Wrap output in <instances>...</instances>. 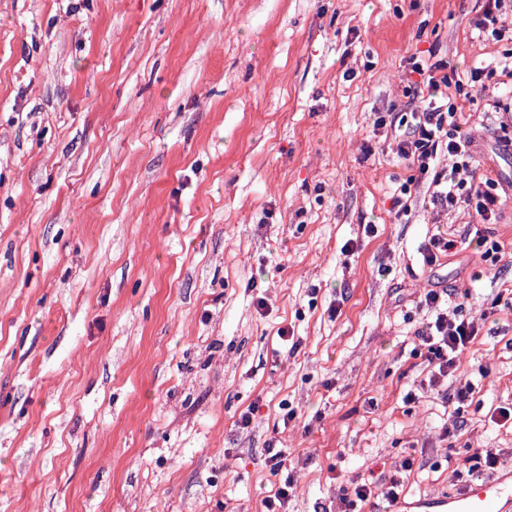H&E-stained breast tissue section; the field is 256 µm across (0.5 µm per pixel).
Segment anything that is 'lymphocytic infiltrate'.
Wrapping results in <instances>:
<instances>
[{"mask_svg":"<svg viewBox=\"0 0 512 512\" xmlns=\"http://www.w3.org/2000/svg\"><path fill=\"white\" fill-rule=\"evenodd\" d=\"M413 70L421 78L427 95L410 103L406 131L396 143L395 153L415 168L420 179L429 180L433 205L449 210H467L477 223L495 221L502 196L499 183L490 176H478L473 139L463 131L458 106L448 95V87L462 89V81L448 75L444 60L418 61ZM447 156V166H439V156ZM445 290L427 289L418 306L429 311L416 337L426 349L425 362L431 384L454 374L462 366L465 351L478 334L475 320L449 313Z\"/></svg>","mask_w":512,"mask_h":512,"instance_id":"lymphocytic-infiltrate-1","label":"lymphocytic infiltrate"}]
</instances>
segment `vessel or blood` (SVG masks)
I'll list each match as a JSON object with an SVG mask.
<instances>
[{
  "label": "vessel or blood",
  "instance_id": "obj_1",
  "mask_svg": "<svg viewBox=\"0 0 512 512\" xmlns=\"http://www.w3.org/2000/svg\"><path fill=\"white\" fill-rule=\"evenodd\" d=\"M394 512H512V475L505 473L475 481L459 492L423 497L408 505H394Z\"/></svg>",
  "mask_w": 512,
  "mask_h": 512
}]
</instances>
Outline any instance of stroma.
<instances>
[{
	"label": "stroma",
	"mask_w": 512,
	"mask_h": 512,
	"mask_svg": "<svg viewBox=\"0 0 512 512\" xmlns=\"http://www.w3.org/2000/svg\"><path fill=\"white\" fill-rule=\"evenodd\" d=\"M483 3L0 0V512H263L271 448L287 512L459 491L477 448L512 469V308L486 312L512 290V40ZM433 48L494 70L456 101L506 191L495 262L427 185L396 204L403 129L373 127ZM428 288L479 320L435 386ZM504 2L505 0H487L482 18L476 23L477 29L487 39L491 37L496 42L502 41L505 34L509 32L512 39V5L509 14L504 9ZM402 484L400 483V480L396 478H391L389 481V485L380 491V493L375 492L376 486H374L372 483H364V484H355L353 487H341L340 491L342 494L343 500L347 503L349 511H356L359 512L361 510H356L358 507V503L363 506L368 503H370L371 499L375 497H379V495L387 501L389 506H391V503L397 502L400 496L399 487Z\"/></svg>",
	"instance_id": "1"
}]
</instances>
